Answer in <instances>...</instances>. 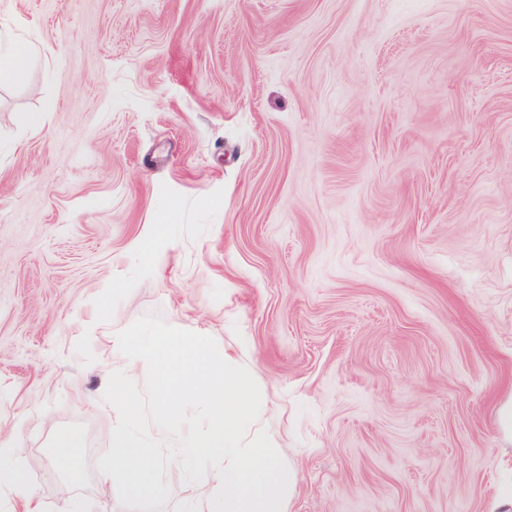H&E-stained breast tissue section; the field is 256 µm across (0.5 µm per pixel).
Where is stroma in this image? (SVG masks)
<instances>
[{
	"mask_svg": "<svg viewBox=\"0 0 512 512\" xmlns=\"http://www.w3.org/2000/svg\"><path fill=\"white\" fill-rule=\"evenodd\" d=\"M0 16L39 50L0 85V441L44 512H129L103 394L151 312L248 369L287 512H511L512 0Z\"/></svg>",
	"mask_w": 512,
	"mask_h": 512,
	"instance_id": "35a3bbf8",
	"label": "stroma"
}]
</instances>
